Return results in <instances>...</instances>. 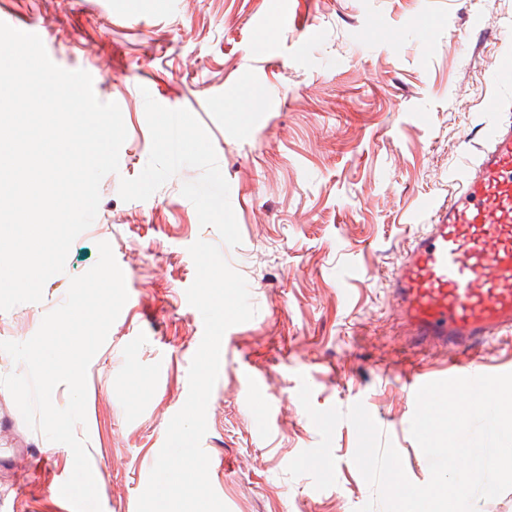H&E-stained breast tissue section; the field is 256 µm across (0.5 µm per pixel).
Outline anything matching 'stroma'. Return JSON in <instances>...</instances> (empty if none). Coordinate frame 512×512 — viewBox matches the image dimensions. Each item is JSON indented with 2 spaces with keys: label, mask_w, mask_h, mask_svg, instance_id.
Wrapping results in <instances>:
<instances>
[{
  "label": "stroma",
  "mask_w": 512,
  "mask_h": 512,
  "mask_svg": "<svg viewBox=\"0 0 512 512\" xmlns=\"http://www.w3.org/2000/svg\"><path fill=\"white\" fill-rule=\"evenodd\" d=\"M34 25L49 58L93 78L127 129L119 171L100 184L92 225L72 243L43 299L0 312V341L23 342L61 305L70 279L109 242L128 300L87 372L84 439L102 512H137L139 495L189 391L203 321L186 297L190 246L220 247L257 313L230 327L202 448L229 512H357L373 496L353 455L350 422L335 429L334 486L286 468L320 436L304 408L362 403L415 484L430 479L411 435L414 408L385 378L384 356L441 376L439 351L398 329L390 275L472 159L486 101L512 90L490 79L512 57V0H0ZM313 23V36L298 22ZM395 35L393 44L382 32ZM276 43L260 57L251 44ZM153 79L158 102L139 92ZM251 102L239 113L240 96ZM273 402L246 399L241 369ZM68 446L30 429L0 388V512H73L56 489Z\"/></svg>",
  "instance_id": "obj_1"
}]
</instances>
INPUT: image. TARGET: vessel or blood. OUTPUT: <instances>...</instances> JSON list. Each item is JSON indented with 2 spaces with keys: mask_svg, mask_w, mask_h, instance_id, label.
Listing matches in <instances>:
<instances>
[{
  "mask_svg": "<svg viewBox=\"0 0 512 512\" xmlns=\"http://www.w3.org/2000/svg\"><path fill=\"white\" fill-rule=\"evenodd\" d=\"M496 118L472 162L452 181L447 200L433 204L390 280L402 329L423 349L448 356V374L477 375L461 356L512 334V119ZM407 396L428 383L423 366L384 359Z\"/></svg>",
  "mask_w": 512,
  "mask_h": 512,
  "instance_id": "obj_1",
  "label": "vessel or blood"
}]
</instances>
